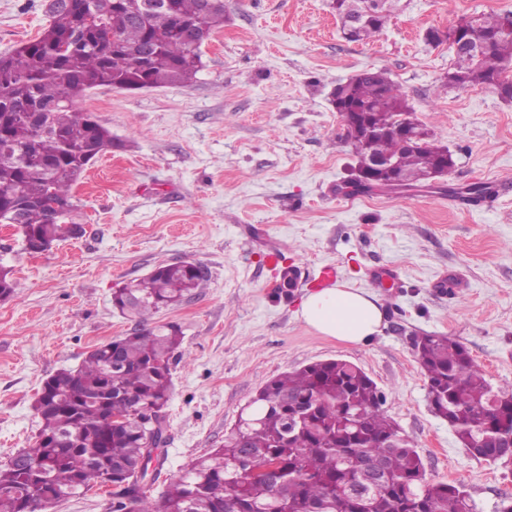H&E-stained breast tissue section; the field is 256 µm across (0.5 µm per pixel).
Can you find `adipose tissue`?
Wrapping results in <instances>:
<instances>
[{
    "instance_id": "obj_1",
    "label": "adipose tissue",
    "mask_w": 512,
    "mask_h": 512,
    "mask_svg": "<svg viewBox=\"0 0 512 512\" xmlns=\"http://www.w3.org/2000/svg\"><path fill=\"white\" fill-rule=\"evenodd\" d=\"M306 326L324 336L361 344L379 332L383 313L366 291L335 284L310 292L297 311Z\"/></svg>"
}]
</instances>
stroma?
<instances>
[{
    "label": "stroma",
    "instance_id": "stroma-1",
    "mask_svg": "<svg viewBox=\"0 0 512 512\" xmlns=\"http://www.w3.org/2000/svg\"><path fill=\"white\" fill-rule=\"evenodd\" d=\"M226 5L192 86H97L79 101L121 143L72 189L82 237L33 255L19 227L0 226V264L15 282L0 300V462L34 444L48 378L135 329L113 289L189 261L206 272L201 288L154 316L180 325L183 356L151 497L220 446L271 378L338 358L384 393L429 480L461 485L477 512H496L512 497V467L472 457L432 412L412 338L457 340L493 385L512 386V186L495 202L460 204L469 186L512 177V100L443 86L453 51L425 39L466 16L512 12V0H402L365 43L342 38L330 0ZM47 23L46 0H0V55ZM369 68L386 71L448 147L447 176L410 189L352 185L356 159L331 93ZM282 266L298 280L280 300ZM389 266L396 287H377L371 272ZM332 281L376 296L383 323L365 343L297 319L304 296Z\"/></svg>",
    "mask_w": 512,
    "mask_h": 512
}]
</instances>
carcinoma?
<instances>
[{
	"label": "carcinoma",
	"mask_w": 512,
	"mask_h": 512,
	"mask_svg": "<svg viewBox=\"0 0 512 512\" xmlns=\"http://www.w3.org/2000/svg\"><path fill=\"white\" fill-rule=\"evenodd\" d=\"M135 22L128 0H62L33 42L0 56V219L21 225L29 243L55 239L62 223L81 231L73 185L102 153L122 144L79 112L94 86L131 90L140 83L188 87L203 70L200 47L180 38L191 28L205 38L224 27L226 4L172 0ZM334 0L342 34L363 42L380 32L399 0ZM512 15L465 20L467 50L450 70L464 89L492 86L512 99ZM357 112L381 134L346 132L358 170L375 155L399 160L402 186L438 165L446 148L432 133L406 140L393 131L411 112L400 88L379 69L342 86ZM203 267L175 262L118 288L112 303L141 328L91 350L82 365L45 381L35 410L41 428L33 447L0 464V512H46L84 488L112 483V512H477L451 483H432L409 438L383 409L384 395L357 365L318 361L271 379L224 438L154 500L132 482L142 468L148 412L167 407L171 365L182 356L176 323L149 326L201 287ZM414 352L434 414L447 421L473 456L495 457L512 434V387L493 386L460 342L418 336Z\"/></svg>",
	"instance_id": "cac0c4a2"
}]
</instances>
